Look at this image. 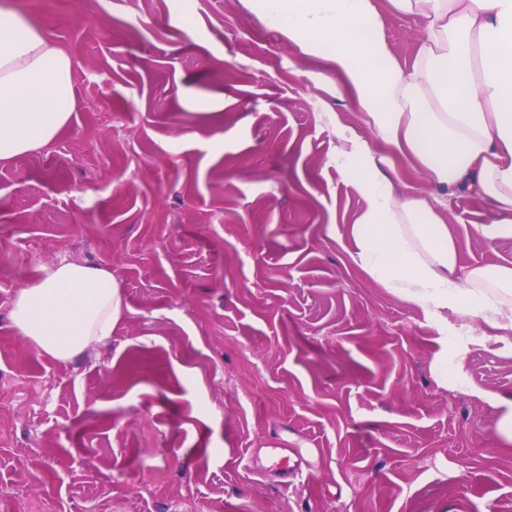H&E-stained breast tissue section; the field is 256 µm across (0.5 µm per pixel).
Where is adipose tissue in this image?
Wrapping results in <instances>:
<instances>
[{
	"instance_id": "ef3b65f1",
	"label": "adipose tissue",
	"mask_w": 512,
	"mask_h": 512,
	"mask_svg": "<svg viewBox=\"0 0 512 512\" xmlns=\"http://www.w3.org/2000/svg\"><path fill=\"white\" fill-rule=\"evenodd\" d=\"M312 56L329 58L375 134L342 136L339 167L368 207L353 260L417 308L439 335L456 314L474 345L512 331V267H463L441 213L468 194L512 237V0H388L424 38L408 66L391 56L371 0H244ZM76 108L72 62L42 29L0 7V162L50 145ZM407 160L435 192L396 194L384 169ZM123 313L111 271L62 261L20 289L9 320L47 355L69 361L109 341Z\"/></svg>"
}]
</instances>
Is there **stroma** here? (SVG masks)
Segmentation results:
<instances>
[{
    "mask_svg": "<svg viewBox=\"0 0 512 512\" xmlns=\"http://www.w3.org/2000/svg\"><path fill=\"white\" fill-rule=\"evenodd\" d=\"M12 2L68 51L76 110L0 162V512H512V355L449 340L486 396L439 386L435 330L352 260L367 202L334 128L373 134L331 62L242 0L189 28L170 0ZM372 4L411 63L422 22ZM443 219L460 265L512 266L474 199ZM62 260L124 303L71 361L7 317ZM279 448L304 465L285 488L252 467ZM500 409L495 422V433L501 439L503 444L507 446L512 445V400L505 401L499 400L493 404Z\"/></svg>",
    "mask_w": 512,
    "mask_h": 512,
    "instance_id": "obj_1",
    "label": "stroma"
}]
</instances>
